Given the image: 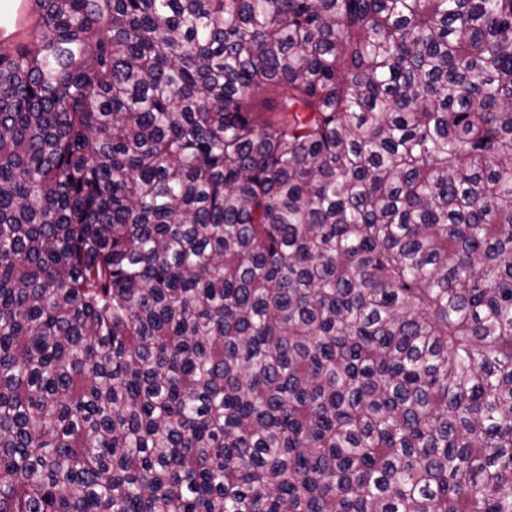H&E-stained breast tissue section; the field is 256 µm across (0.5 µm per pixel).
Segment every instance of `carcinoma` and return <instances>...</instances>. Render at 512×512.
Masks as SVG:
<instances>
[{
    "label": "carcinoma",
    "mask_w": 512,
    "mask_h": 512,
    "mask_svg": "<svg viewBox=\"0 0 512 512\" xmlns=\"http://www.w3.org/2000/svg\"><path fill=\"white\" fill-rule=\"evenodd\" d=\"M11 35L0 512H512V0Z\"/></svg>",
    "instance_id": "carcinoma-1"
}]
</instances>
